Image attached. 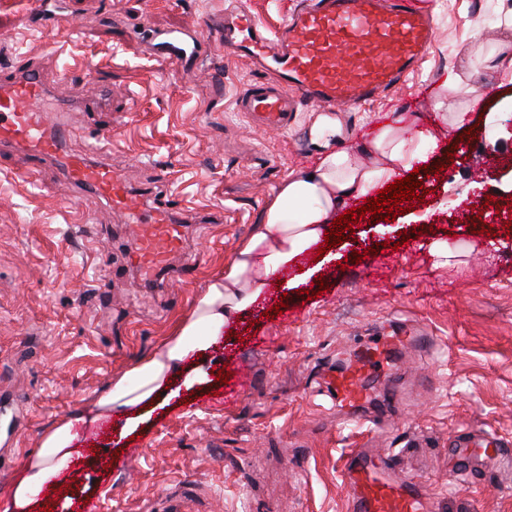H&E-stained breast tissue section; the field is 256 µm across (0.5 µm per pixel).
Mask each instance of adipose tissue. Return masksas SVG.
Segmentation results:
<instances>
[{
    "mask_svg": "<svg viewBox=\"0 0 512 512\" xmlns=\"http://www.w3.org/2000/svg\"><path fill=\"white\" fill-rule=\"evenodd\" d=\"M449 85L462 101L460 111H446L441 100L435 107L450 131L462 125L466 111L477 107L483 94L465 74L452 76ZM417 123L415 114L394 112L373 139L339 149L333 145L335 121L319 117L312 134L321 147L313 164L290 170L266 207L258 232L239 246L223 274L200 291L190 313L153 354L42 438L8 491L11 512H30L44 487L61 484L75 452L76 429L115 414L123 417L124 432H132L142 419V407L173 383L182 382L189 389L200 383L195 360L223 336L226 324L245 314L268 278L295 265L322 242L337 212L349 201L409 172L424 160L425 147L438 145V134L418 129Z\"/></svg>",
    "mask_w": 512,
    "mask_h": 512,
    "instance_id": "obj_1",
    "label": "adipose tissue"
}]
</instances>
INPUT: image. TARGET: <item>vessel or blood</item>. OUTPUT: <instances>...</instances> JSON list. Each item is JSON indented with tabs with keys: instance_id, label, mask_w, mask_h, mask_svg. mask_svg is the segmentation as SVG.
<instances>
[{
	"instance_id": "1",
	"label": "vessel or blood",
	"mask_w": 512,
	"mask_h": 512,
	"mask_svg": "<svg viewBox=\"0 0 512 512\" xmlns=\"http://www.w3.org/2000/svg\"><path fill=\"white\" fill-rule=\"evenodd\" d=\"M220 27L225 51L263 74L238 94L237 111L256 128L279 133L307 109L353 112L372 105L418 70L435 35L417 0H308L273 34L238 0ZM200 52L198 37L167 35L154 56L170 66ZM42 64L39 57L19 54L0 69V149L11 152L26 175L57 166L77 191L67 206H77L78 196L88 193L121 213L131 226V266L145 280H155L168 271L173 256L185 252L188 225L210 223L211 213L175 207L131 187L98 159V145L68 150L70 130L57 115L73 105L60 86L46 82ZM402 333L398 327L367 337L355 367L331 378V397L346 410L351 427L373 432L362 410L376 402L372 380L385 373L387 355ZM457 448L469 459L489 449L506 452L504 439L477 432L460 437ZM342 474L349 487L348 512H427V490L402 475L391 456L350 451Z\"/></svg>"
}]
</instances>
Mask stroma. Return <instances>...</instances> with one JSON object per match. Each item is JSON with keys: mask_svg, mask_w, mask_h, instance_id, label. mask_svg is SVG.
I'll list each match as a JSON object with an SVG mask.
<instances>
[{"mask_svg": "<svg viewBox=\"0 0 512 512\" xmlns=\"http://www.w3.org/2000/svg\"><path fill=\"white\" fill-rule=\"evenodd\" d=\"M58 21L25 25L22 0H0V60L62 43L68 62L95 63L109 86L112 112H76L78 149L95 142L113 112L127 113L110 160L127 180L173 193L182 207L223 220L196 235L199 268L162 289L145 287L119 247L122 220L99 198L65 209L70 190L60 170L21 176L0 157V507L21 462L42 436L106 391L150 355L185 316L196 294L224 271L252 236L278 186L318 154V114L298 113L286 133L262 132L235 110L254 77L247 61L206 55L162 66L149 40L187 29L218 40L208 27L225 0H60ZM435 37L421 68L371 112H336L347 146L373 138L389 113L417 112L431 130L436 98L455 106L445 80L465 71L483 99L462 128L427 150L426 192L391 225L362 217L333 260L301 288H264L253 307L224 328L207 353L205 381L157 406L133 437L110 421L103 449L76 440L84 473L52 512H75L99 499L103 512H166L171 497L192 498L197 512H347L348 489L336 469L351 448L390 449L401 471L435 493L434 512H512V470L470 460L472 479L455 493L441 485L461 461L456 442L482 428L512 443V227L489 226L482 211L512 205V84L497 49L499 0H424ZM495 164L477 169L480 155ZM425 250L398 246L401 232ZM460 242L463 264L439 267L433 243ZM377 254H369V247ZM363 252L355 261L354 252ZM394 258L382 277L365 276L374 256ZM319 298L307 299V292ZM393 319L429 327L434 354L403 346L389 384L403 398L381 415L391 436L368 440L341 430L340 414L315 394L336 356L356 349L367 328ZM265 337V346L254 337ZM248 367L251 383L223 396L220 369Z\"/></svg>", "mask_w": 512, "mask_h": 512, "instance_id": "1", "label": "stroma"}]
</instances>
